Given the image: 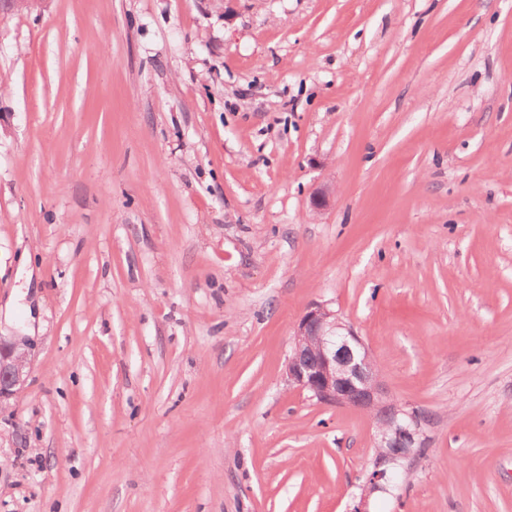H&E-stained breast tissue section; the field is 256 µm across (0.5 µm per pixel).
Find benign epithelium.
<instances>
[{
	"instance_id": "7a95c632",
	"label": "benign epithelium",
	"mask_w": 512,
	"mask_h": 512,
	"mask_svg": "<svg viewBox=\"0 0 512 512\" xmlns=\"http://www.w3.org/2000/svg\"><path fill=\"white\" fill-rule=\"evenodd\" d=\"M28 354L0 338V402L15 397L28 374ZM288 382L318 403L353 406L371 412L378 429V467L369 489L386 480L385 464L407 460L420 444L416 417L392 406L369 348L326 304L314 302L300 318L287 362Z\"/></svg>"
}]
</instances>
